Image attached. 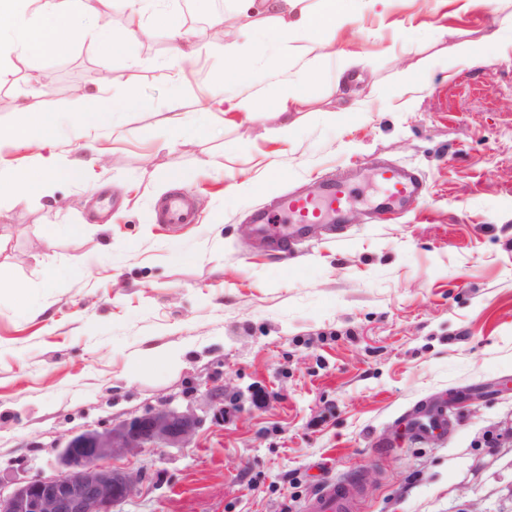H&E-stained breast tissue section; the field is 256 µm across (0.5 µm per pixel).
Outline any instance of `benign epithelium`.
Returning <instances> with one entry per match:
<instances>
[{
  "mask_svg": "<svg viewBox=\"0 0 512 512\" xmlns=\"http://www.w3.org/2000/svg\"><path fill=\"white\" fill-rule=\"evenodd\" d=\"M199 423L192 412L157 409L117 426L87 428L60 447L55 474L0 493V512H114L136 492L137 474L113 461L145 450L179 448Z\"/></svg>",
  "mask_w": 512,
  "mask_h": 512,
  "instance_id": "benign-epithelium-1",
  "label": "benign epithelium"
}]
</instances>
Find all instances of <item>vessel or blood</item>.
Wrapping results in <instances>:
<instances>
[{
    "label": "vessel or blood",
    "mask_w": 512,
    "mask_h": 512,
    "mask_svg": "<svg viewBox=\"0 0 512 512\" xmlns=\"http://www.w3.org/2000/svg\"><path fill=\"white\" fill-rule=\"evenodd\" d=\"M374 180L391 213L419 202L426 194V183L414 169L383 164L377 166ZM354 201L353 180L343 176H327L306 189H296L278 196L272 206L260 207L251 214L253 224L281 223L284 232L279 248H287L293 238L309 240L318 229L342 231L347 213ZM158 220L163 224H191L197 211L191 198L171 194L157 206ZM306 512H358V501L349 488L340 483L328 484L311 500Z\"/></svg>",
    "instance_id": "vessel-or-blood-1"
}]
</instances>
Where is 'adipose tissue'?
<instances>
[{
    "mask_svg": "<svg viewBox=\"0 0 512 512\" xmlns=\"http://www.w3.org/2000/svg\"><path fill=\"white\" fill-rule=\"evenodd\" d=\"M104 11L89 13L87 0H0V33L9 32L5 45L7 52L23 54L64 55L74 34H85L93 43L104 49L119 50L120 42L110 35L106 19L109 11L125 15L131 30H140L147 13L152 12L156 0H101ZM308 87L307 75L291 78L279 100L272 105L258 97L229 101L224 97L222 83H215L212 97L217 103L227 104L229 110L247 113L274 112L279 120L278 135H287L293 123L291 105L300 101ZM91 168L83 158L69 161L56 156L47 157L36 169H21L6 175L0 174V194H11L15 199H25L32 192L47 195L53 190L58 177L74 180L85 179Z\"/></svg>",
    "mask_w": 512,
    "mask_h": 512,
    "instance_id": "obj_1",
    "label": "adipose tissue"
}]
</instances>
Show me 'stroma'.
<instances>
[{"label": "stroma", "instance_id": "1", "mask_svg": "<svg viewBox=\"0 0 512 512\" xmlns=\"http://www.w3.org/2000/svg\"><path fill=\"white\" fill-rule=\"evenodd\" d=\"M159 9L202 46L193 62L173 63L155 27L125 53L80 35L63 57L0 54L2 129L77 95L135 101L48 144L0 142L5 174L98 159L52 197L0 196V490L53 474L73 433L168 407L200 426L125 458L139 485L115 512H305L333 481L361 490L359 512H512V0H348L330 48L323 29L256 37L267 0ZM339 53L356 61L340 81ZM307 61L288 137L274 113L210 103L224 70L255 76L227 96L271 101ZM378 158L417 169L427 194L374 224ZM345 167L363 178L343 236L287 259L258 249L254 209ZM176 189L197 223L158 224ZM467 388L488 395L455 405L444 436L411 434L410 410Z\"/></svg>", "mask_w": 512, "mask_h": 512}]
</instances>
